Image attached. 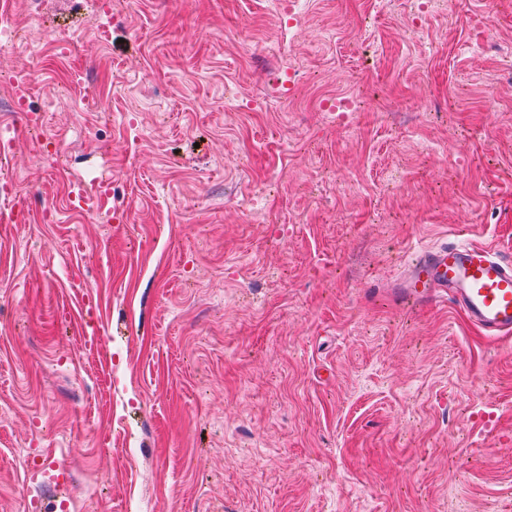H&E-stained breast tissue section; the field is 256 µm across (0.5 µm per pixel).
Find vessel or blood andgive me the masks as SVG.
I'll return each mask as SVG.
<instances>
[{
	"mask_svg": "<svg viewBox=\"0 0 512 512\" xmlns=\"http://www.w3.org/2000/svg\"><path fill=\"white\" fill-rule=\"evenodd\" d=\"M386 293L404 310L448 306L485 336L512 334V261L486 246L423 250Z\"/></svg>",
	"mask_w": 512,
	"mask_h": 512,
	"instance_id": "obj_1",
	"label": "vessel or blood"
}]
</instances>
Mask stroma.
<instances>
[{
	"label": "stroma",
	"instance_id": "35a3bbf8",
	"mask_svg": "<svg viewBox=\"0 0 512 512\" xmlns=\"http://www.w3.org/2000/svg\"><path fill=\"white\" fill-rule=\"evenodd\" d=\"M419 2L0 0V512H512V342L383 293L512 257V0Z\"/></svg>",
	"mask_w": 512,
	"mask_h": 512
}]
</instances>
